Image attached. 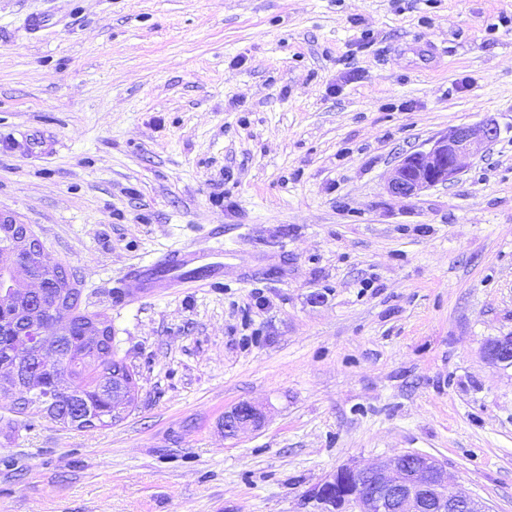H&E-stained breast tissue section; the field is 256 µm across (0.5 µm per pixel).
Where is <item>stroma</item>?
Returning <instances> with one entry per match:
<instances>
[{
	"label": "stroma",
	"instance_id": "obj_1",
	"mask_svg": "<svg viewBox=\"0 0 512 512\" xmlns=\"http://www.w3.org/2000/svg\"><path fill=\"white\" fill-rule=\"evenodd\" d=\"M487 115L457 181L387 193ZM0 212L137 378L81 431L0 395V512H319L411 452L512 512V367L482 352L512 334V0H0ZM188 245L223 247L222 290L115 301ZM244 402L264 425L225 437ZM501 135L496 119L448 128L432 140L428 150L405 154L395 165L386 189L391 195L413 198L438 186L454 183L468 166V160L482 156Z\"/></svg>",
	"mask_w": 512,
	"mask_h": 512
}]
</instances>
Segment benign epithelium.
Masks as SVG:
<instances>
[{"instance_id": "7a95c632", "label": "benign epithelium", "mask_w": 512, "mask_h": 512, "mask_svg": "<svg viewBox=\"0 0 512 512\" xmlns=\"http://www.w3.org/2000/svg\"><path fill=\"white\" fill-rule=\"evenodd\" d=\"M501 135L496 119L448 128L432 140L427 150L405 154L395 165L387 191L413 198L438 186L454 183L468 166V160L483 155ZM31 254L44 255L42 242L29 225L0 212V307H27L37 318L65 313V307L47 297L46 284L24 267ZM484 357L493 364L512 366V336L488 340ZM265 417L259 408L243 402L224 413V435L261 427ZM311 497L322 512H490L477 497L451 485L445 465L435 458L406 453L387 459L375 467L339 469L316 487Z\"/></svg>"}]
</instances>
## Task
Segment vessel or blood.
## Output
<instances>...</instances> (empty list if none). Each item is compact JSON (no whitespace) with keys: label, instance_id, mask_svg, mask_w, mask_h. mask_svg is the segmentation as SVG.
Segmentation results:
<instances>
[{"label":"vessel or blood","instance_id":"b4317fda","mask_svg":"<svg viewBox=\"0 0 512 512\" xmlns=\"http://www.w3.org/2000/svg\"><path fill=\"white\" fill-rule=\"evenodd\" d=\"M224 284V253L182 247L165 252L149 264L129 266L119 283L126 300L184 286L220 287Z\"/></svg>","mask_w":512,"mask_h":512}]
</instances>
